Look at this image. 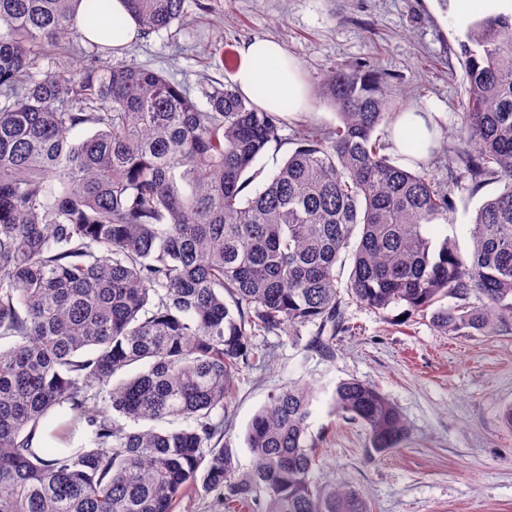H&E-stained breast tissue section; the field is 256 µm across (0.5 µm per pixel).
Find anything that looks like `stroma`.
Here are the masks:
<instances>
[{
	"mask_svg": "<svg viewBox=\"0 0 512 512\" xmlns=\"http://www.w3.org/2000/svg\"><path fill=\"white\" fill-rule=\"evenodd\" d=\"M459 8L458 0H186L182 21L138 39L123 58L165 71L202 106L203 78L232 81L227 56L256 38L279 42L300 66L308 109L284 113L281 145L250 170L256 190L295 150L298 125L336 124V108L322 94L331 69L379 60L398 92L455 131L466 95L455 54L467 24ZM498 191L492 183L474 195L458 181L455 222L432 235L467 247L472 216ZM341 309L346 330L330 357L309 349L311 324L296 336H254L269 360L240 370L222 429L237 474L255 466L246 444L254 414L300 380L318 392L310 427L316 481L364 491L372 512H512V429L503 421L512 405V334L448 335L428 318L405 317L403 307L380 313L346 295ZM348 379L375 386L408 421V439L388 455L372 456L366 429L332 412V392Z\"/></svg>",
	"mask_w": 512,
	"mask_h": 512,
	"instance_id": "obj_1",
	"label": "stroma"
}]
</instances>
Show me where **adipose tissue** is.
<instances>
[{"instance_id":"adipose-tissue-1","label":"adipose tissue","mask_w":512,"mask_h":512,"mask_svg":"<svg viewBox=\"0 0 512 512\" xmlns=\"http://www.w3.org/2000/svg\"><path fill=\"white\" fill-rule=\"evenodd\" d=\"M234 74L239 90L255 97L266 112H297L307 105V95L297 62L270 39H256L240 51Z\"/></svg>"}]
</instances>
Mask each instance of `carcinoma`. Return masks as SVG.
<instances>
[{"instance_id":"carcinoma-1","label":"carcinoma","mask_w":512,"mask_h":512,"mask_svg":"<svg viewBox=\"0 0 512 512\" xmlns=\"http://www.w3.org/2000/svg\"><path fill=\"white\" fill-rule=\"evenodd\" d=\"M76 2L0 0V512H173L199 483L227 510L370 512L362 492L314 480L315 389L290 382L255 414L256 466L241 477L212 414L252 364L256 334L313 324L312 348L333 353L344 254L343 285L370 309L401 305L446 334L512 333V11L480 15L457 39L461 125L452 142L429 125L420 158L408 141L416 169L375 136L406 109L363 63L325 73L338 124L296 130L299 146L250 193L244 174L280 143L281 113L221 83L202 110L163 73L113 61L100 0L85 11L105 59L71 61ZM184 2L124 0L144 37L180 21ZM43 57L56 63L36 74ZM80 129L91 134L76 140ZM441 152L471 193L501 184L465 254L428 233L455 221L453 182L429 171ZM331 410L360 422L378 455L409 436L359 380L336 384ZM178 418L189 425L153 427ZM50 419L70 438L88 427L93 447L34 451Z\"/></svg>"}]
</instances>
